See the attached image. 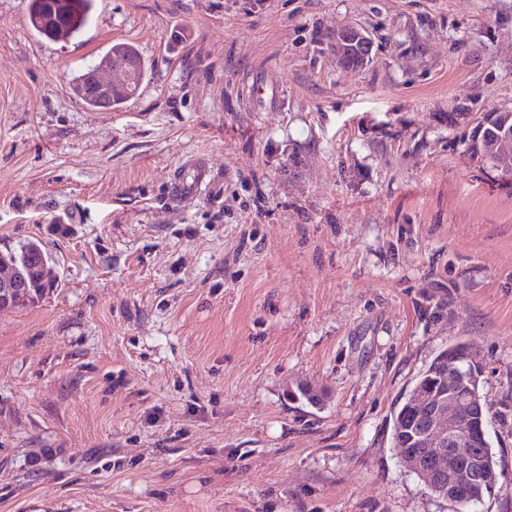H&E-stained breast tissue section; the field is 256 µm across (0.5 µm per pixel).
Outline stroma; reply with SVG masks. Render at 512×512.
<instances>
[{
	"label": "stroma",
	"mask_w": 512,
	"mask_h": 512,
	"mask_svg": "<svg viewBox=\"0 0 512 512\" xmlns=\"http://www.w3.org/2000/svg\"><path fill=\"white\" fill-rule=\"evenodd\" d=\"M115 43L147 77L87 109ZM493 111L512 0H96L67 43L0 0V250L40 242L56 280L0 310V512H454L392 426L465 340L501 486L477 512H512V179L470 151ZM193 158L214 181L175 199ZM347 35H352L355 38L354 43L360 42L361 44H366V46L370 44V37L362 30L357 28L337 30L330 40L331 50L336 54L337 58L342 57L346 51ZM105 56H109L108 60L115 61H130L133 60L138 65V70L134 73L133 77L130 79V83L133 86L134 94L137 92L141 83L145 80L147 76V64L146 61L142 58L138 49L129 43H115L112 44L106 51ZM84 80L91 91L95 92L106 104L109 100L112 102L109 104V107L116 108L120 107L128 101V98L131 96H113V90H123L127 87V83H118L112 82L108 80H104L100 76V71L96 66H91L84 73Z\"/></svg>",
	"instance_id": "1"
}]
</instances>
